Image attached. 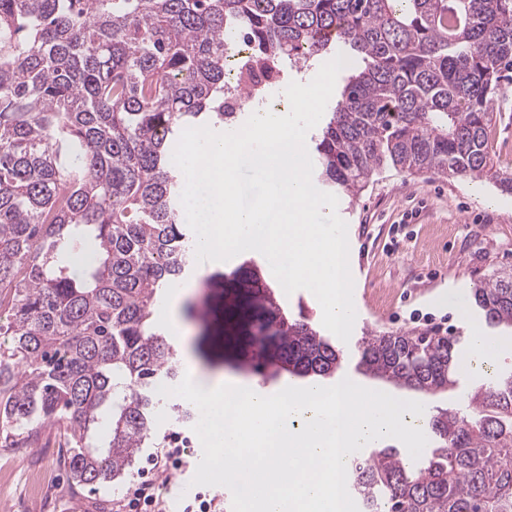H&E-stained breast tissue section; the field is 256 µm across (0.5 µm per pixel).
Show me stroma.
<instances>
[{"label": "stroma", "instance_id": "1", "mask_svg": "<svg viewBox=\"0 0 512 512\" xmlns=\"http://www.w3.org/2000/svg\"><path fill=\"white\" fill-rule=\"evenodd\" d=\"M339 216L348 225L349 259L359 295L353 336L367 332H424L412 314L445 319L454 336H471L483 327L470 303L476 283L512 270V194L466 178L414 175L388 168L365 187L356 200L340 198ZM467 298L465 312L446 304L447 296ZM356 347L344 345L337 376L366 387L382 388L432 410L463 401L483 382L482 365L456 371L448 392L430 396L373 378L357 368ZM179 397L162 399L135 466L118 482L97 489L73 485L65 465V449L56 425L45 424L32 448L0 447V504L6 512H114L146 459L159 454L173 433L192 434L191 423L179 421ZM196 447L186 450L182 470L155 475L167 512H184L195 495L221 500L232 512L221 486H195Z\"/></svg>", "mask_w": 512, "mask_h": 512}]
</instances>
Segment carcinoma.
I'll return each mask as SVG.
<instances>
[{"instance_id":"carcinoma-1","label":"carcinoma","mask_w":512,"mask_h":512,"mask_svg":"<svg viewBox=\"0 0 512 512\" xmlns=\"http://www.w3.org/2000/svg\"><path fill=\"white\" fill-rule=\"evenodd\" d=\"M234 29L244 90L341 46V101L315 142L319 185L357 197L386 167L489 181L493 104L512 85V0H0V446L59 425L65 464L92 489L122 478L150 436L154 393L179 370L155 327L194 237L181 223V130L230 125ZM91 260L73 273L84 248ZM202 340L261 375L329 377L342 351L288 318L248 260L201 279ZM489 327L512 326V274L475 285ZM461 337L362 338L358 368L436 394ZM418 460L378 448L350 465L364 512H512V373L440 408Z\"/></svg>"}]
</instances>
